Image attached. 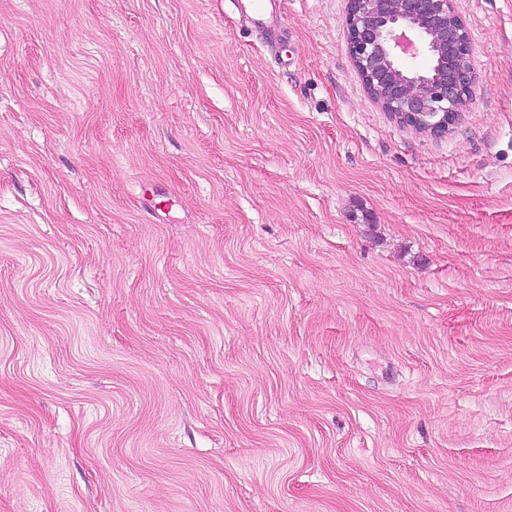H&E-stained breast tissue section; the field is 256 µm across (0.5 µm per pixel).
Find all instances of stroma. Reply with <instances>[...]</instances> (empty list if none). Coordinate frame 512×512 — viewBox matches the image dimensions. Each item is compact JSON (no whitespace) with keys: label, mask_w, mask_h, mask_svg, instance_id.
<instances>
[{"label":"stroma","mask_w":512,"mask_h":512,"mask_svg":"<svg viewBox=\"0 0 512 512\" xmlns=\"http://www.w3.org/2000/svg\"><path fill=\"white\" fill-rule=\"evenodd\" d=\"M348 0H0V512H512V0L400 126ZM246 23L259 34H269L270 23L277 16L282 0H233Z\"/></svg>","instance_id":"obj_1"}]
</instances>
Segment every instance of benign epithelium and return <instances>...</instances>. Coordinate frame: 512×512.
I'll use <instances>...</instances> for the list:
<instances>
[{"label":"benign epithelium","mask_w":512,"mask_h":512,"mask_svg":"<svg viewBox=\"0 0 512 512\" xmlns=\"http://www.w3.org/2000/svg\"><path fill=\"white\" fill-rule=\"evenodd\" d=\"M349 51L364 87L384 91L378 105L423 135L448 134L474 96L472 45L456 0H348ZM445 60L432 81L407 66Z\"/></svg>","instance_id":"benign-epithelium-1"}]
</instances>
